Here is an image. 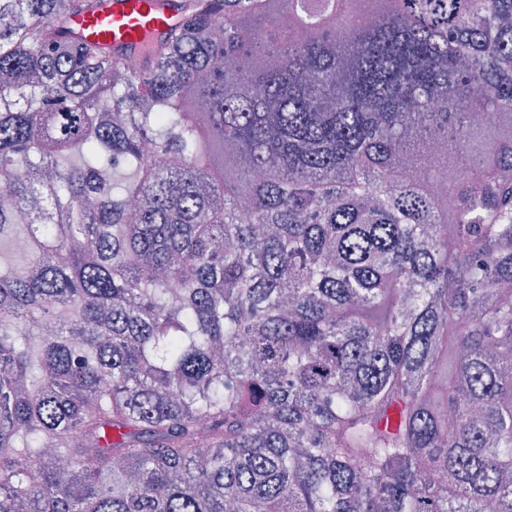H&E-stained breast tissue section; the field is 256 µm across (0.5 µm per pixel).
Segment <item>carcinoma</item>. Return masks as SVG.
Masks as SVG:
<instances>
[{"label": "carcinoma", "mask_w": 512, "mask_h": 512, "mask_svg": "<svg viewBox=\"0 0 512 512\" xmlns=\"http://www.w3.org/2000/svg\"><path fill=\"white\" fill-rule=\"evenodd\" d=\"M94 7L0 0V512H512V0ZM101 7L76 17L68 36L97 37L104 47L125 56L148 58L181 12L182 0H98Z\"/></svg>", "instance_id": "cac0c4a2"}]
</instances>
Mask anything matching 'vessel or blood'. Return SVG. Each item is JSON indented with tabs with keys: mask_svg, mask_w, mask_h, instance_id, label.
Instances as JSON below:
<instances>
[{
	"mask_svg": "<svg viewBox=\"0 0 512 512\" xmlns=\"http://www.w3.org/2000/svg\"><path fill=\"white\" fill-rule=\"evenodd\" d=\"M99 9L76 17L70 34L76 38L95 37L112 53L147 59L175 23L181 0H99Z\"/></svg>",
	"mask_w": 512,
	"mask_h": 512,
	"instance_id": "vessel-or-blood-1",
	"label": "vessel or blood"
}]
</instances>
